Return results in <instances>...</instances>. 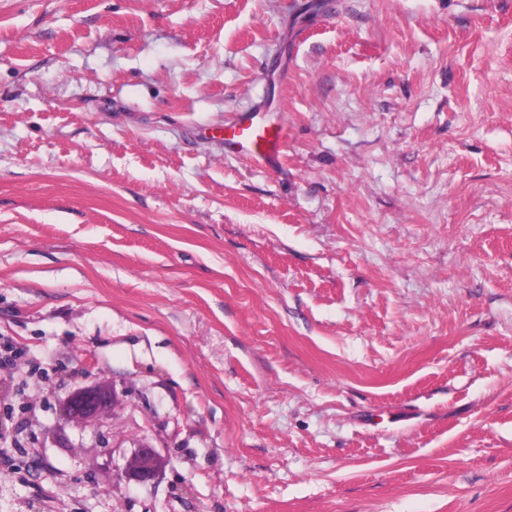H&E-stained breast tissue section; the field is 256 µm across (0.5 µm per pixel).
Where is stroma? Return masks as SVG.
Instances as JSON below:
<instances>
[{
	"mask_svg": "<svg viewBox=\"0 0 512 512\" xmlns=\"http://www.w3.org/2000/svg\"><path fill=\"white\" fill-rule=\"evenodd\" d=\"M0 338V512H512V0H0ZM230 136H224V148L235 154H243L254 162L273 163L278 157L283 131H268L253 124L237 122L229 127ZM136 448L140 449L127 462L122 470V477L127 482L147 483L154 481L160 476L162 468L157 469V463L153 457L159 458L158 454L153 446L143 443V439Z\"/></svg>",
	"mask_w": 512,
	"mask_h": 512,
	"instance_id": "35a3bbf8",
	"label": "stroma"
}]
</instances>
